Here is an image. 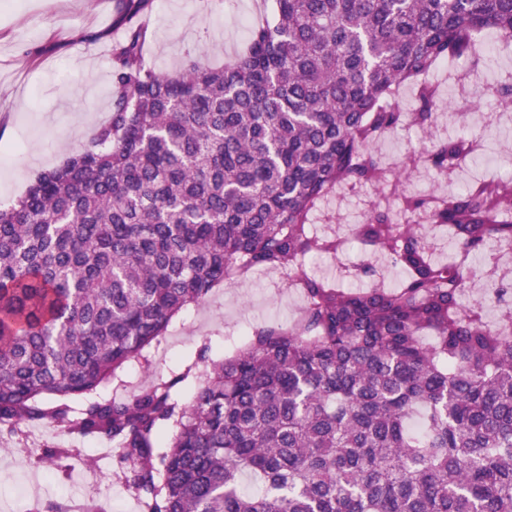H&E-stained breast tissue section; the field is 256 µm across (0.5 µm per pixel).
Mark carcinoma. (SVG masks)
Wrapping results in <instances>:
<instances>
[{
  "label": "carcinoma",
  "instance_id": "1",
  "mask_svg": "<svg viewBox=\"0 0 512 512\" xmlns=\"http://www.w3.org/2000/svg\"><path fill=\"white\" fill-rule=\"evenodd\" d=\"M120 2L118 23L151 4ZM274 8L220 68L191 55L157 70L147 31L128 27L111 49L107 120L0 208V436L46 420L115 445L145 512H512V278L496 251L512 243V178L408 195L415 170L449 173L481 138L440 137L393 167L373 151L384 132L435 123L426 77L479 65L477 31L512 44V0ZM404 84L413 112L391 101ZM479 93L512 105L511 83ZM338 186L375 196L347 234L318 236L313 217ZM421 218L454 238L448 259ZM351 238L387 253L401 286L348 291L311 273L309 255L337 259ZM256 268L299 289L293 326L255 328L189 406L167 383L92 397L180 311ZM477 279L494 289V325L484 302H463ZM168 422L178 431L158 452ZM69 456L39 461L64 474ZM243 473L259 494L242 491Z\"/></svg>",
  "mask_w": 512,
  "mask_h": 512
}]
</instances>
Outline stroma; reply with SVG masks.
I'll list each match as a JSON object with an SVG mask.
<instances>
[{
	"label": "stroma",
	"mask_w": 512,
	"mask_h": 512,
	"mask_svg": "<svg viewBox=\"0 0 512 512\" xmlns=\"http://www.w3.org/2000/svg\"><path fill=\"white\" fill-rule=\"evenodd\" d=\"M116 0H0V206L11 205L43 171L62 164L88 140L110 111L112 44L123 35L113 21ZM273 0H153L138 21L148 30L146 59L152 67L179 70L186 54L201 47L204 61L223 66L247 46L248 24L274 21ZM479 122L455 124L449 134H481L501 150L493 172L512 178V152L500 133L494 106L473 96ZM366 197L329 199L313 230L325 234L329 216L348 226L362 220ZM302 301L276 271L259 269L241 283L218 289L175 316L164 336L116 378L102 383L99 398H124L146 382H172L180 405L193 401L206 369L233 356L260 325L287 326ZM17 452L0 454V512H27L37 501L94 497L110 512H142L121 479L91 489L80 482L88 467L116 469L108 443L45 429L37 423L17 440ZM47 448H69L71 471H47L38 457Z\"/></svg>",
	"instance_id": "1"
}]
</instances>
